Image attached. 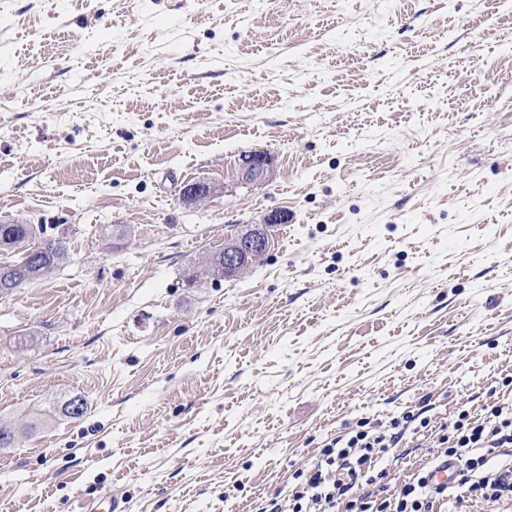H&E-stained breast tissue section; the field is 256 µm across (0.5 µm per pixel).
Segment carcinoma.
I'll use <instances>...</instances> for the list:
<instances>
[{
  "instance_id": "cac0c4a2",
  "label": "carcinoma",
  "mask_w": 512,
  "mask_h": 512,
  "mask_svg": "<svg viewBox=\"0 0 512 512\" xmlns=\"http://www.w3.org/2000/svg\"><path fill=\"white\" fill-rule=\"evenodd\" d=\"M18 252L14 262L0 261V295L20 284L50 274L67 255L65 236L37 237L32 224H0V252ZM88 410L86 398L74 396L61 405V412L71 419Z\"/></svg>"
}]
</instances>
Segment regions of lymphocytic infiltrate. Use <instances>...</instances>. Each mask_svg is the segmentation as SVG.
<instances>
[{
	"label": "lymphocytic infiltrate",
	"instance_id": "1",
	"mask_svg": "<svg viewBox=\"0 0 512 512\" xmlns=\"http://www.w3.org/2000/svg\"><path fill=\"white\" fill-rule=\"evenodd\" d=\"M494 424L460 417L445 436L441 462H454L458 485L467 498L489 504L512 501V409L492 407ZM400 434L356 432L343 444L321 449L306 487L287 500H272L268 512H442L447 492L430 488L427 473L413 475L395 494H386L372 473L379 453L396 447ZM359 497H351L354 487Z\"/></svg>",
	"mask_w": 512,
	"mask_h": 512
}]
</instances>
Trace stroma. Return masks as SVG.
Segmentation results:
<instances>
[{
    "label": "stroma",
    "instance_id": "stroma-1",
    "mask_svg": "<svg viewBox=\"0 0 512 512\" xmlns=\"http://www.w3.org/2000/svg\"><path fill=\"white\" fill-rule=\"evenodd\" d=\"M510 137L512 0H0V224L69 242L0 297V420L34 425L0 512H263L395 421L397 490L512 404ZM269 169L266 156L262 154H250L242 160L236 179L239 183H255L266 180ZM281 223V214L272 212L267 216L264 224L246 231L224 245V250L215 252L209 259L207 269L215 274L217 267L223 264L224 273H221L222 275H227L230 272L235 273L234 276L239 274L248 267L251 261L253 263L258 261L270 251L273 241L268 228L271 224ZM80 512H127L123 497H119L112 490L92 499H84Z\"/></svg>",
    "mask_w": 512,
    "mask_h": 512
}]
</instances>
